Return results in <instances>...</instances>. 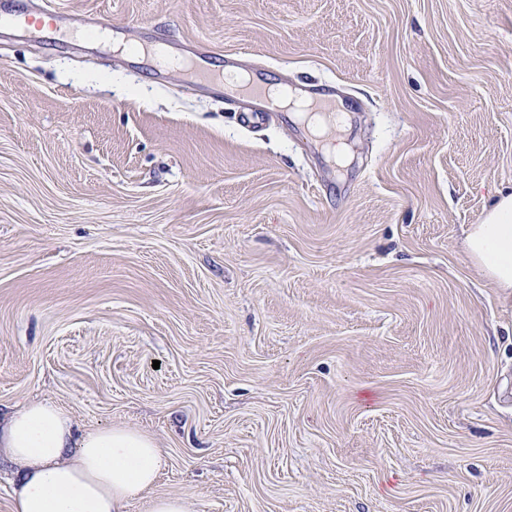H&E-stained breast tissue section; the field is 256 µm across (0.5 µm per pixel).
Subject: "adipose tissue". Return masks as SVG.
Wrapping results in <instances>:
<instances>
[{
  "mask_svg": "<svg viewBox=\"0 0 512 512\" xmlns=\"http://www.w3.org/2000/svg\"><path fill=\"white\" fill-rule=\"evenodd\" d=\"M466 252L496 287L512 289V193L468 228ZM16 466L11 512H123L151 488L163 462L146 434L124 427L75 435L57 405L31 401L0 420V460Z\"/></svg>",
  "mask_w": 512,
  "mask_h": 512,
  "instance_id": "1",
  "label": "adipose tissue"
}]
</instances>
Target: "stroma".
I'll return each instance as SVG.
<instances>
[{"mask_svg": "<svg viewBox=\"0 0 512 512\" xmlns=\"http://www.w3.org/2000/svg\"><path fill=\"white\" fill-rule=\"evenodd\" d=\"M336 83L342 161L177 69L0 28V411L151 436L188 512H512V0H48ZM472 263L497 288L512 289V193L501 194L465 237Z\"/></svg>", "mask_w": 512, "mask_h": 512, "instance_id": "stroma-1", "label": "stroma"}]
</instances>
